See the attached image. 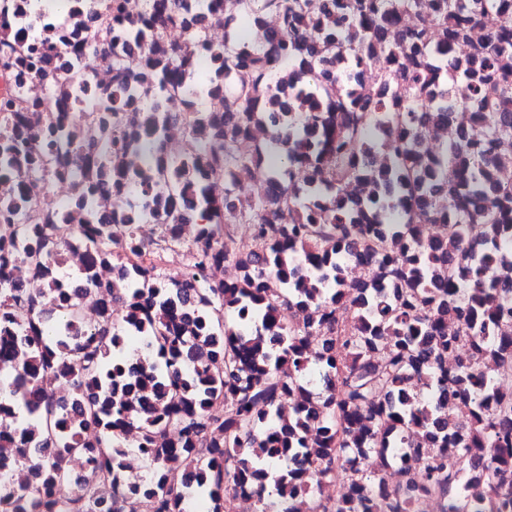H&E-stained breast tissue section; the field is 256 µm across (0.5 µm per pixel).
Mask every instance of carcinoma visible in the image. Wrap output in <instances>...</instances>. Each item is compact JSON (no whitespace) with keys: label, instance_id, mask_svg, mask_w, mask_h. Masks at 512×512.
<instances>
[{"label":"carcinoma","instance_id":"1","mask_svg":"<svg viewBox=\"0 0 512 512\" xmlns=\"http://www.w3.org/2000/svg\"><path fill=\"white\" fill-rule=\"evenodd\" d=\"M182 0H156L136 37L152 43L136 69L115 60L117 83L101 95L104 153L79 173L71 223L21 225L24 243L0 237L3 352L20 367L0 374V487L16 470L36 480L0 493V512H58L56 491L70 457L80 455L100 512H188L204 499L220 512L223 497L248 488L257 512H411L415 482L448 499L446 512H488L511 484L500 459L512 457V163L496 164L493 147L512 141V79L499 62L512 56V13L491 18L481 0H224L231 35L210 49L211 65L194 78L209 111L192 116L187 154L160 155L158 102L170 83L164 19L181 17ZM411 12L419 26L396 41L385 18ZM267 14L280 17L269 43L245 31ZM450 44L469 47L447 56ZM47 55L20 45L0 51V71L23 57ZM376 56L386 64L364 88L355 77ZM406 72L401 99L388 96L390 64ZM249 80L225 90L238 71ZM263 99L268 111H251ZM132 128L114 126L133 103ZM485 114L478 131L458 129L449 150L430 157L417 143L457 108ZM66 110L50 112L42 140L20 131L0 136V177L39 174L61 148ZM268 122L277 151L263 171L271 193L253 198L224 183L251 167V125ZM161 195L165 220L182 215L187 188L200 196L199 224L219 209L249 226L253 241L229 254L210 230L189 245L188 279L166 283L141 251L139 214L123 223L90 224L86 204L105 184ZM366 186L349 196L350 182ZM282 208L299 221L278 224ZM6 220L33 212L23 196L0 206ZM81 232L102 264L132 270L112 281L126 315L112 342L75 322L77 300L55 271L68 240ZM355 259L369 276L352 282ZM221 261L246 269L223 285L204 269ZM42 276L24 298L14 271ZM83 297L107 313L100 285L85 277ZM350 306L353 316L341 311ZM288 307V323L274 317ZM47 322H17L18 308ZM455 318L454 332L448 319ZM73 384L60 405L53 387ZM292 412H279L283 402ZM52 448L35 455L31 449ZM500 449L484 458L482 448ZM137 448L148 477L110 497L100 495L111 470L108 451ZM373 456L365 470L360 460ZM411 458L399 484L390 469ZM471 463L467 484L460 465ZM349 481L334 500L321 480L334 464Z\"/></svg>","mask_w":512,"mask_h":512}]
</instances>
